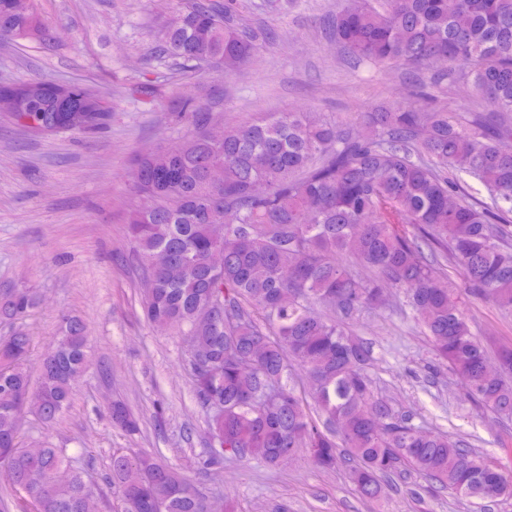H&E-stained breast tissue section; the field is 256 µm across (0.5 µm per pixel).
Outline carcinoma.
Returning a JSON list of instances; mask_svg holds the SVG:
<instances>
[{"label":"carcinoma","instance_id":"carcinoma-1","mask_svg":"<svg viewBox=\"0 0 512 512\" xmlns=\"http://www.w3.org/2000/svg\"><path fill=\"white\" fill-rule=\"evenodd\" d=\"M333 28L347 53L374 66L424 71L447 58L488 117L397 104L343 127L309 112H268L224 130L221 142L200 130L174 153L140 155L133 183L141 204L126 223L146 274V315L190 339L198 403L224 405L223 414L208 413V434L243 458L276 467L282 451L304 452L331 469L342 457L369 502L406 472L463 497L511 496L504 467L413 425L375 394L369 348L345 323L388 305L383 283L401 290L467 394L512 418V346L497 349L500 373L487 377V346L436 271L462 270L472 296L512 312V0H356ZM42 29L31 0H0V39L35 38ZM158 47L230 71L256 51L231 4L213 0L173 12ZM45 83H17L18 117L50 121L55 100ZM81 90L85 130L108 125L111 102ZM180 99L183 117L204 126L203 104L190 94ZM467 176L486 200L462 191ZM220 243L224 269L216 271L209 259ZM35 304L32 294L9 291L0 296V319H21ZM87 344L86 324L68 318L38 363L44 422L68 406L88 365ZM30 350L31 337L15 334L0 351V465L36 512H95L96 488L63 449L19 444ZM297 372L310 406L292 384ZM266 390L280 398L253 406ZM111 416L114 426L137 429L124 405L113 404ZM62 469L68 478L53 480ZM111 477L123 512H211L181 471L149 453L113 456Z\"/></svg>","mask_w":512,"mask_h":512}]
</instances>
